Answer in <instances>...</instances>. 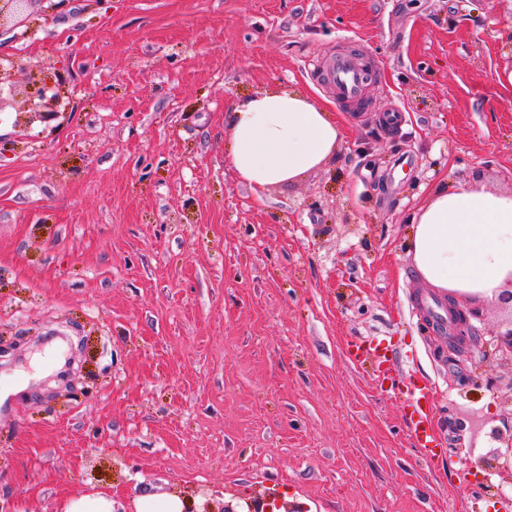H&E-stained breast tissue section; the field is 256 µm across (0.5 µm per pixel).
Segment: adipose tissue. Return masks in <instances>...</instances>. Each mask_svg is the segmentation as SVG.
<instances>
[{"mask_svg":"<svg viewBox=\"0 0 512 512\" xmlns=\"http://www.w3.org/2000/svg\"><path fill=\"white\" fill-rule=\"evenodd\" d=\"M224 126L232 142L227 163L260 201L272 187L331 163L344 137L333 113L293 90L239 102ZM412 222L407 253L431 289L492 305L512 287V191L442 181Z\"/></svg>","mask_w":512,"mask_h":512,"instance_id":"1","label":"adipose tissue"}]
</instances>
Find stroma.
I'll list each match as a JSON object with an SVG mask.
<instances>
[{"label":"stroma","instance_id":"35a3bbf8","mask_svg":"<svg viewBox=\"0 0 512 512\" xmlns=\"http://www.w3.org/2000/svg\"><path fill=\"white\" fill-rule=\"evenodd\" d=\"M56 3L0 29V67L61 91L51 123L0 113V512H512V358L485 353L512 308L450 354L405 248L424 186L512 191V0ZM346 51L374 59L369 111L315 71ZM279 90L346 136L260 204L224 114ZM359 341L434 384L442 457ZM138 512H186L187 502L179 496L167 494H143L139 498ZM65 512H115L110 494H99L94 497H79L71 499Z\"/></svg>","mask_w":512,"mask_h":512}]
</instances>
